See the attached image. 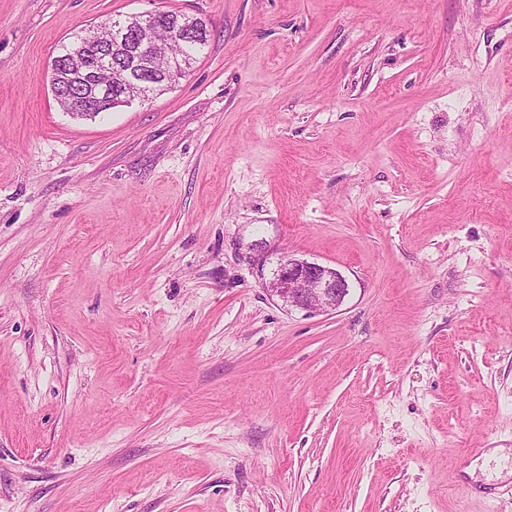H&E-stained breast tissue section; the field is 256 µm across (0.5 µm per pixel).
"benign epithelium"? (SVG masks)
I'll return each mask as SVG.
<instances>
[{
  "label": "benign epithelium",
  "instance_id": "7a95c632",
  "mask_svg": "<svg viewBox=\"0 0 512 512\" xmlns=\"http://www.w3.org/2000/svg\"><path fill=\"white\" fill-rule=\"evenodd\" d=\"M152 14L105 18L89 26L85 35L97 39V29L108 27L112 36L108 46L98 48V63L79 72L66 69V60L80 52L77 47L60 50L52 58L50 89L58 106L75 118L92 119L98 115L91 103L114 108L146 100L159 87L174 86L168 74L178 66L174 59L162 76L153 75L152 48L143 33ZM203 19L180 13L176 24L181 40H196L206 33ZM271 296L288 307L309 313H327L339 309L349 293L348 282L336 269L304 259L286 257L266 282Z\"/></svg>",
  "mask_w": 512,
  "mask_h": 512
}]
</instances>
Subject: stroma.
I'll return each instance as SVG.
<instances>
[{"instance_id": "1", "label": "stroma", "mask_w": 512, "mask_h": 512, "mask_svg": "<svg viewBox=\"0 0 512 512\" xmlns=\"http://www.w3.org/2000/svg\"><path fill=\"white\" fill-rule=\"evenodd\" d=\"M169 10L186 77L61 111ZM0 512H512V0H0ZM180 13V14H179ZM178 15V21L176 24L177 33L180 35L181 40L188 42L196 40L200 37H204L206 34V28L202 26L203 19L195 15L188 13H181L179 11H163L154 14L153 25L158 29L162 30V33L166 30L171 31L172 43L170 45L171 50L178 51L183 55L187 61L185 67V73L188 72L193 62H195L196 56L202 54L205 48L208 46L210 37L207 36V42L200 46L189 45L185 42H181L173 36L172 24L174 16ZM152 16V13H147L114 19L105 18L89 26L85 35L93 42L97 39V29L100 26H107L112 36L106 43L109 46L106 47H97L91 43L83 44L82 53L88 65L93 66L99 59L95 66L85 70L69 72L64 65L70 56L81 52L78 47L58 50L51 61L50 89L54 100L64 112L75 118L92 119L99 112L96 111L97 108L90 106L89 101L97 103L94 105L103 102L106 106L114 108L130 104L136 99L144 101L159 87L169 89L175 85V79L169 76L164 77L161 82L160 78L175 70L180 60H172L168 69L161 72V77L152 74V48L143 36L151 25ZM117 59L124 60L128 66L130 81L138 88L136 93L102 85L97 81L98 69L112 67ZM106 106L100 108V112L108 110ZM265 284L286 306L309 313L336 312L349 293L347 280L335 268L290 256Z\"/></svg>"}]
</instances>
